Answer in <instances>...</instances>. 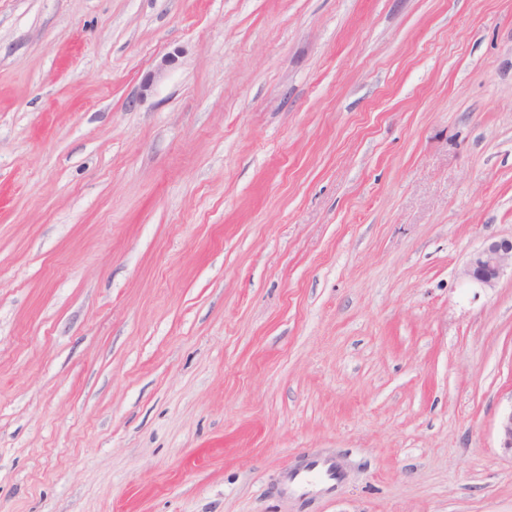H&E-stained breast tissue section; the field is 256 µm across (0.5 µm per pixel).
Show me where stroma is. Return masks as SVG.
<instances>
[{
  "instance_id": "obj_1",
  "label": "stroma",
  "mask_w": 512,
  "mask_h": 512,
  "mask_svg": "<svg viewBox=\"0 0 512 512\" xmlns=\"http://www.w3.org/2000/svg\"><path fill=\"white\" fill-rule=\"evenodd\" d=\"M511 236L512 0H0V512H512ZM506 268L512 271V237L489 239L472 255L462 277L480 288H492ZM338 477L339 471L334 459L315 457L308 459L302 468L288 473L283 484L288 493L306 496L334 486Z\"/></svg>"
}]
</instances>
